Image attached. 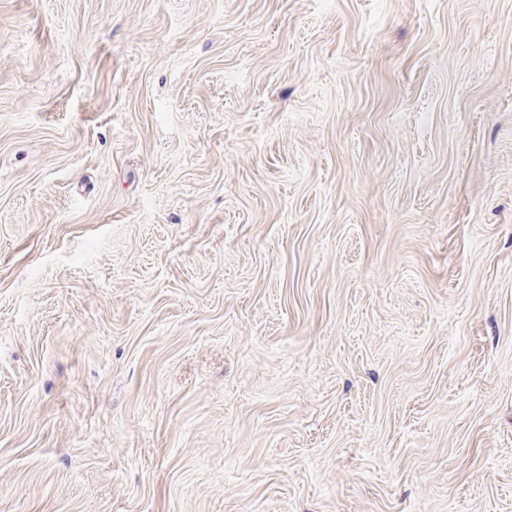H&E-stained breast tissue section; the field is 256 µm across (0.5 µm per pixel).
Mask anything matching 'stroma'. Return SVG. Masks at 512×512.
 <instances>
[{"instance_id":"1","label":"stroma","mask_w":512,"mask_h":512,"mask_svg":"<svg viewBox=\"0 0 512 512\" xmlns=\"http://www.w3.org/2000/svg\"><path fill=\"white\" fill-rule=\"evenodd\" d=\"M0 512H512V0H0Z\"/></svg>"}]
</instances>
